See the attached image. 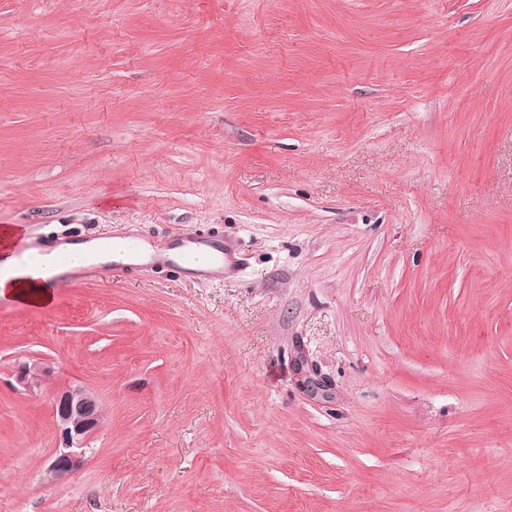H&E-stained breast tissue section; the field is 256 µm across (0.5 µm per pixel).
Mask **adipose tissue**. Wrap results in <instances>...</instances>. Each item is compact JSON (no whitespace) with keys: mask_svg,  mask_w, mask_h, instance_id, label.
Returning <instances> with one entry per match:
<instances>
[{"mask_svg":"<svg viewBox=\"0 0 512 512\" xmlns=\"http://www.w3.org/2000/svg\"><path fill=\"white\" fill-rule=\"evenodd\" d=\"M15 234L13 228H0V261L18 268L14 277L0 278V297L5 296L32 307L47 306L54 300L45 271L50 255L31 250L23 258H16L12 253Z\"/></svg>","mask_w":512,"mask_h":512,"instance_id":"adipose-tissue-1","label":"adipose tissue"}]
</instances>
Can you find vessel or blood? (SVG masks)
<instances>
[{
    "label": "vessel or blood",
    "mask_w": 512,
    "mask_h": 512,
    "mask_svg": "<svg viewBox=\"0 0 512 512\" xmlns=\"http://www.w3.org/2000/svg\"><path fill=\"white\" fill-rule=\"evenodd\" d=\"M93 268L103 274L119 275L135 268H159L175 271L189 280L223 282L236 267V248L222 236L183 232L167 243L154 245L138 236H112L94 239L91 247ZM69 250L57 251L50 279L65 284L78 279L79 269L72 267Z\"/></svg>",
    "instance_id": "b4317fda"
}]
</instances>
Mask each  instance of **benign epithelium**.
I'll return each instance as SVG.
<instances>
[{
  "mask_svg": "<svg viewBox=\"0 0 512 512\" xmlns=\"http://www.w3.org/2000/svg\"><path fill=\"white\" fill-rule=\"evenodd\" d=\"M51 366L42 360H25L17 364L16 382L32 390L50 377ZM302 384L319 391L325 381L305 366L297 367ZM55 424L62 446L55 449L49 460L46 478L53 481L79 470L85 463L86 447L90 439L104 424L105 414L98 395L85 387L74 386L57 392L54 396Z\"/></svg>",
  "mask_w": 512,
  "mask_h": 512,
  "instance_id": "1",
  "label": "benign epithelium"
}]
</instances>
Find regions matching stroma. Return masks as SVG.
Listing matches in <instances>:
<instances>
[{
  "label": "stroma",
  "mask_w": 512,
  "mask_h": 512,
  "mask_svg": "<svg viewBox=\"0 0 512 512\" xmlns=\"http://www.w3.org/2000/svg\"><path fill=\"white\" fill-rule=\"evenodd\" d=\"M3 225L240 264L0 309V512H512V0H0ZM51 366L42 360H25L17 364L15 370L16 382L25 390L31 391L50 377ZM55 424L62 440L46 470L48 480H56L79 470L85 463L87 444L104 424L105 414L98 395L74 386L54 396Z\"/></svg>",
  "instance_id": "1"
}]
</instances>
